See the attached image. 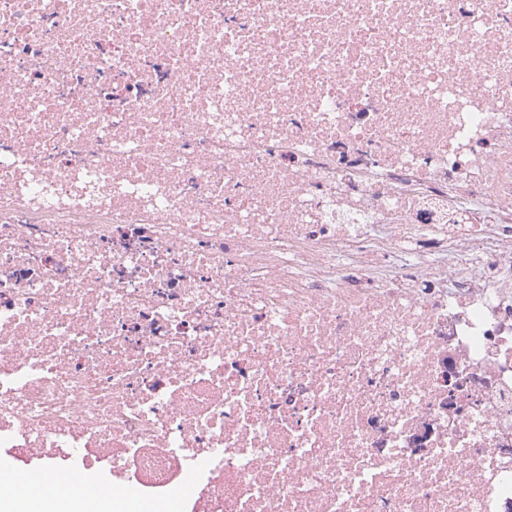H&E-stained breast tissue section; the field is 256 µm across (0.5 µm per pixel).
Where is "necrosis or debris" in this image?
Returning a JSON list of instances; mask_svg holds the SVG:
<instances>
[{"label": "necrosis or debris", "mask_w": 512, "mask_h": 512, "mask_svg": "<svg viewBox=\"0 0 512 512\" xmlns=\"http://www.w3.org/2000/svg\"><path fill=\"white\" fill-rule=\"evenodd\" d=\"M0 452L512 512V0H0Z\"/></svg>", "instance_id": "4bbe7bcc"}]
</instances>
